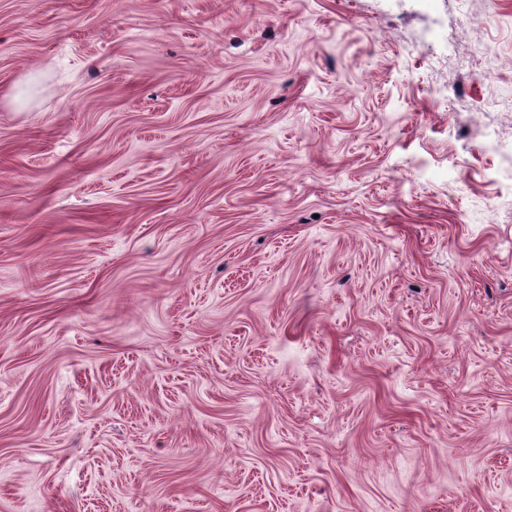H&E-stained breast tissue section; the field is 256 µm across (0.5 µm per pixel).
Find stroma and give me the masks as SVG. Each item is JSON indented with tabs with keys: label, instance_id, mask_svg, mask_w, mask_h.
I'll return each instance as SVG.
<instances>
[{
	"label": "stroma",
	"instance_id": "obj_1",
	"mask_svg": "<svg viewBox=\"0 0 512 512\" xmlns=\"http://www.w3.org/2000/svg\"><path fill=\"white\" fill-rule=\"evenodd\" d=\"M511 97L512 0H0V512H512Z\"/></svg>",
	"mask_w": 512,
	"mask_h": 512
}]
</instances>
